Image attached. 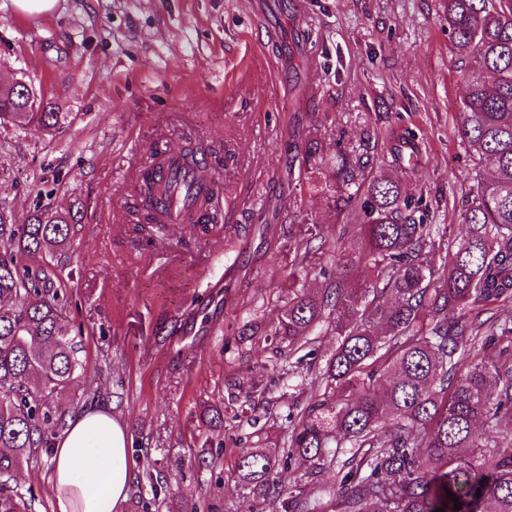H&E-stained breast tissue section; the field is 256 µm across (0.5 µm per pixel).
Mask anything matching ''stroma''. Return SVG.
<instances>
[{"label":"stroma","mask_w":512,"mask_h":512,"mask_svg":"<svg viewBox=\"0 0 512 512\" xmlns=\"http://www.w3.org/2000/svg\"><path fill=\"white\" fill-rule=\"evenodd\" d=\"M250 2L56 0L33 18L0 0V81L23 71L68 114L52 135L0 126V209L20 222L39 202L79 210L49 274L81 329L97 393L78 379L55 404L127 427L122 512H282L280 500L248 499L237 448L280 447L289 407H305L311 389L257 340L288 302L289 225L320 224L332 241L347 221L324 185L289 181L278 158L293 136L319 132L331 156L338 137L356 145L370 133L377 170L401 131L415 130L422 157L404 189L423 196L447 238L462 232L474 170L455 132L463 84L444 0H272L269 24ZM294 26L313 31L305 50L289 49ZM187 136L224 169L227 225L202 237L190 224L136 231L146 150H179ZM246 324L256 341L239 340ZM237 391L251 393L254 420L239 415ZM211 406L224 410V447L208 469L194 456ZM35 454L17 481L38 512H52V453Z\"/></svg>","instance_id":"35a3bbf8"}]
</instances>
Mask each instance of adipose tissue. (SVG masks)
Returning a JSON list of instances; mask_svg holds the SVG:
<instances>
[{"label": "adipose tissue", "instance_id": "adipose-tissue-1", "mask_svg": "<svg viewBox=\"0 0 512 512\" xmlns=\"http://www.w3.org/2000/svg\"><path fill=\"white\" fill-rule=\"evenodd\" d=\"M128 433L103 412L69 419L52 457L53 512H121Z\"/></svg>", "mask_w": 512, "mask_h": 512}]
</instances>
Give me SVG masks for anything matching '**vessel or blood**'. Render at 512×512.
<instances>
[{
  "label": "vessel or blood",
  "mask_w": 512,
  "mask_h": 512,
  "mask_svg": "<svg viewBox=\"0 0 512 512\" xmlns=\"http://www.w3.org/2000/svg\"><path fill=\"white\" fill-rule=\"evenodd\" d=\"M146 165L161 166L163 176L160 180V192L167 196L169 207L162 221L166 224H189L197 216V203L187 191L193 173L179 153L166 152L146 158Z\"/></svg>",
  "instance_id": "1"
}]
</instances>
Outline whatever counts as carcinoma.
Masks as SVG:
<instances>
[{
  "label": "carcinoma",
  "mask_w": 512,
  "mask_h": 512,
  "mask_svg": "<svg viewBox=\"0 0 512 512\" xmlns=\"http://www.w3.org/2000/svg\"><path fill=\"white\" fill-rule=\"evenodd\" d=\"M448 37L465 94L457 134L482 165L462 214L466 231L428 260L440 225L402 181L368 170L357 148L319 139L288 145V173L334 187L343 224L331 250L337 272L323 285L295 288L271 335L294 370L316 389L276 459L260 446L238 449L235 468L250 493L281 500L283 512H512V321L492 306L512 303V0H446ZM23 85H0V125H33L48 135L67 113ZM181 154L195 179L214 168L203 147L184 138ZM394 165L420 161L415 132L390 146ZM136 224L160 223L165 209L153 169L141 174ZM72 209L36 206L22 224L0 211V512H36V497L11 486L30 464L45 429L65 426L55 396L88 373L74 323L47 270L30 258L68 244ZM326 240L303 224L288 242ZM290 276L312 270L310 252L293 247ZM486 313L488 317L480 319ZM336 336L324 365L308 346L321 329ZM304 459L317 477L334 464L330 500L290 483ZM458 498L454 502L446 491ZM459 509H454V505Z\"/></svg>",
  "instance_id": "carcinoma-1"
}]
</instances>
